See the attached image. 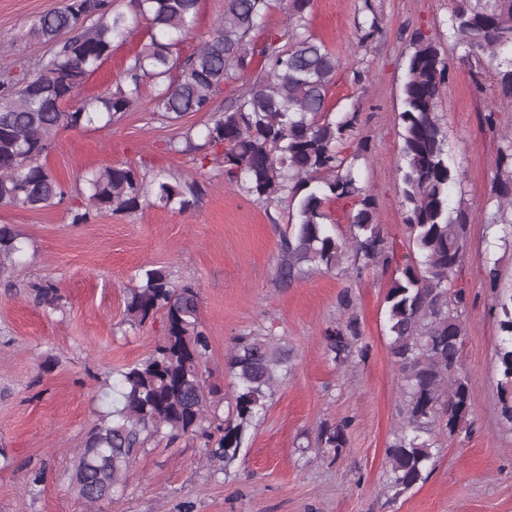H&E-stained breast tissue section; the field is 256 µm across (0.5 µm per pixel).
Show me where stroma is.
<instances>
[{
  "label": "stroma",
  "mask_w": 512,
  "mask_h": 512,
  "mask_svg": "<svg viewBox=\"0 0 512 512\" xmlns=\"http://www.w3.org/2000/svg\"><path fill=\"white\" fill-rule=\"evenodd\" d=\"M372 2L380 33L358 47L356 26ZM63 0H0V47L37 63L52 45L29 34L33 20ZM456 0H314L310 33L341 61L328 91L335 115L355 112L359 122L344 142L350 155L364 149L360 184L376 201L374 219L397 256L412 248L404 223L401 164V85L414 32L439 38L448 61L440 98L448 156L462 173L450 207L470 215L461 272L467 306L461 364L472 384L467 431L441 437L426 482L394 498L384 488L386 455L401 425V374L388 354L385 296L390 271L354 278L349 264L282 288L275 282L286 207L267 204L226 185L221 168L207 166L205 192L190 210L150 206L135 214L106 213L72 221L83 174L145 163L149 174L181 178L194 173L189 154L167 149L210 115L191 113L170 126L152 112V86L140 104L112 127L60 132L43 162L67 187L68 199L41 210L0 208L24 247L10 276L0 278V512H91L69 484L77 448L102 408L101 386L113 372L145 357L163 334L162 318L141 328L125 322L124 295L139 266L165 268L174 282L198 289L200 315L211 342L209 381L231 392L224 358L232 340L264 328L294 350L293 368L268 402L233 464L218 468L199 441L148 445L127 487L98 512H512V423L500 414L496 303L512 290V214L497 216L490 190L502 138L512 133V98L503 97L495 70L467 55L448 37ZM144 20L81 90L92 96L115 87L130 58L147 42ZM498 114L497 131L483 127V112ZM496 261L490 284L483 259ZM51 282L63 297L52 310L28 296L31 285ZM355 306H338L343 289ZM357 316L366 359L344 367L327 360L328 327ZM350 419L340 456L316 445L319 424ZM43 472L38 486L28 484Z\"/></svg>",
  "instance_id": "35a3bbf8"
}]
</instances>
